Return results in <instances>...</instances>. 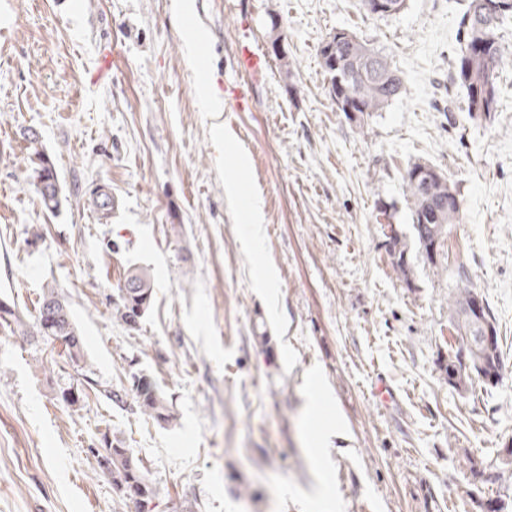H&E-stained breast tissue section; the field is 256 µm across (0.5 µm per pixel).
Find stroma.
Listing matches in <instances>:
<instances>
[{
    "label": "stroma",
    "instance_id": "1",
    "mask_svg": "<svg viewBox=\"0 0 512 512\" xmlns=\"http://www.w3.org/2000/svg\"><path fill=\"white\" fill-rule=\"evenodd\" d=\"M466 2L407 0L375 18L361 0H0V301L30 324L57 288L85 340L77 370L51 343L0 329V512H130L92 453L106 431L143 460L157 512L512 505V468L478 488L458 466L467 454L496 468L512 445V67L494 118L461 112L450 75ZM336 28L401 71L407 91L385 111L351 120L330 100L317 50ZM244 39L265 57L259 79L238 67ZM27 129L55 165L56 211L35 193ZM418 160L462 200L431 261L402 180ZM249 198L264 228L252 248ZM382 205L390 223L376 220ZM132 264L155 281L136 330L112 317ZM461 265L495 313L503 361L497 384L463 391L445 373ZM134 372L159 383L172 422L57 396Z\"/></svg>",
    "mask_w": 512,
    "mask_h": 512
}]
</instances>
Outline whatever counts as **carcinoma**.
Listing matches in <instances>:
<instances>
[{"mask_svg":"<svg viewBox=\"0 0 512 512\" xmlns=\"http://www.w3.org/2000/svg\"><path fill=\"white\" fill-rule=\"evenodd\" d=\"M512 19V0H467L461 17L462 31L454 60L452 81L464 90L466 112L473 119H490L498 112V78L507 59L512 57L499 35L506 20ZM321 67L328 78L331 100H341L372 116L386 110L406 92L405 81L387 56L368 40L347 29H334L318 49ZM27 162L41 205L55 211L60 205L54 165L38 148V135L25 134ZM407 201L412 214L414 236L427 259L434 258V241L444 240L448 228L461 220L462 205L455 189L435 167L420 162L409 165L403 175ZM154 281L140 267L129 268L112 300V315L128 328L136 329L151 306ZM479 297L468 270L460 265L456 271V292L449 306L450 325L462 341L461 349L448 361V385L465 389L474 379L497 383L502 376L500 336L497 319L487 301H482V316L468 315L469 303ZM0 327L22 330L54 342L61 340L62 353L73 366L85 362L84 339L73 318L70 306L55 288L47 289L38 301L33 330L29 331L16 307L0 303ZM104 396L115 404L127 403L132 397L139 412L158 423L173 420L168 401L157 382L147 375H133L131 388H106ZM97 458L112 455L101 471L112 479L119 497L131 502L135 512H155L157 493L142 459L133 455L125 443L105 433L96 450ZM464 465L474 482H484L491 475L479 462L464 455Z\"/></svg>","mask_w":512,"mask_h":512,"instance_id":"obj_1","label":"carcinoma"}]
</instances>
